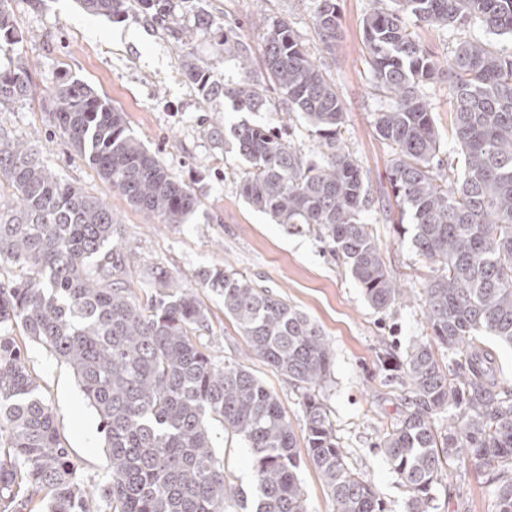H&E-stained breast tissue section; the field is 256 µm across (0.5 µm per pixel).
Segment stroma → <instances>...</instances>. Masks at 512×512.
<instances>
[{"mask_svg": "<svg viewBox=\"0 0 512 512\" xmlns=\"http://www.w3.org/2000/svg\"><path fill=\"white\" fill-rule=\"evenodd\" d=\"M318 3L181 0V25L197 31L185 45L134 10L116 22L85 13L77 0H11L14 21L23 34L16 52L28 60L38 90L78 80L125 112L131 133L200 197L201 206L186 223L160 224L129 206L75 155L66 137L52 133V119L41 98L0 106V126L16 138L34 141L43 164L58 179L111 203L131 273L160 266L183 288L196 292L211 322L202 344L216 359L245 363L277 395L297 428L302 425L300 390L262 359L246 357L247 343L225 315L223 296L200 287L198 275L213 268L245 274L311 317L333 347L325 403L348 461L374 480L388 512H404V495L377 444L403 413L409 387L402 374L381 363L379 352L390 345L404 354L423 335L419 288L432 271L397 224L399 209L386 179L392 151L374 128L376 113L388 105L375 88L363 43L364 22L375 2L336 0L340 27L331 51L313 27ZM280 21L288 22L336 85L345 111L340 142L358 164L371 199L363 221L381 246L389 275L410 290L405 303L373 309L317 232L273 223L245 202L240 185L249 165L236 150L233 127L246 122L273 128L313 159L319 136L307 121L297 114L240 112L228 98L204 102L185 79L181 60L186 55L216 82L240 79L237 60L217 49L220 36L229 31L250 50L253 80L265 82L264 35ZM27 356L30 372L53 407L63 441L88 484L110 483L99 418L72 370L32 342ZM213 435L236 491L254 498L248 448L222 428H214ZM436 504V512H495L484 475L472 469L443 481Z\"/></svg>", "mask_w": 512, "mask_h": 512, "instance_id": "1", "label": "stroma"}]
</instances>
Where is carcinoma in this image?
<instances>
[{
	"label": "carcinoma",
	"mask_w": 512,
	"mask_h": 512,
	"mask_svg": "<svg viewBox=\"0 0 512 512\" xmlns=\"http://www.w3.org/2000/svg\"><path fill=\"white\" fill-rule=\"evenodd\" d=\"M10 0H0V54L22 41ZM366 18L364 42L377 86L388 98L374 126L394 152L387 179L411 219L412 244L433 266L420 288L430 334L400 357L411 396L378 443L406 494L405 512H434L436 488L461 467L483 473L496 512H512V390L497 373L491 339L512 347V55L465 36L444 60L420 45L407 22L451 29L478 25L512 35V0H389ZM93 16L120 20L131 9L172 29L173 0H78ZM314 29L326 48L338 37L336 0H320ZM219 46L242 78L219 85L189 56L182 67L203 99H232L240 112L286 107L316 129L320 161L308 162L270 131L240 124L233 136L250 164L241 194L291 229H315L376 310L404 297L389 277L379 243L361 214L368 190L341 147L344 107L327 72L286 22L265 35L267 81L250 82L248 47L224 34ZM448 83L451 136L462 175L436 161L440 134L425 92ZM36 96L21 57L0 66V105ZM54 125L76 154L133 208L160 224H184L199 196L172 175L128 128L125 113L89 85L62 80L42 95ZM0 262L18 270L0 281V512H90L89 488L60 438L52 407L26 363V341L71 367L96 410L112 481L98 497L105 512H233L246 505L224 472L212 427L253 455L254 512H307L299 478L316 468L336 512H385L377 485L346 460L323 399L333 355L305 313L243 274L204 270L206 288L224 294L253 355L303 390L304 450L278 397L242 364L221 363L200 343L209 318L200 300L161 267L134 294L112 206L61 182L35 145L0 126ZM22 331L23 338L14 334ZM448 354V364L436 356Z\"/></svg>",
	"instance_id": "obj_1"
}]
</instances>
